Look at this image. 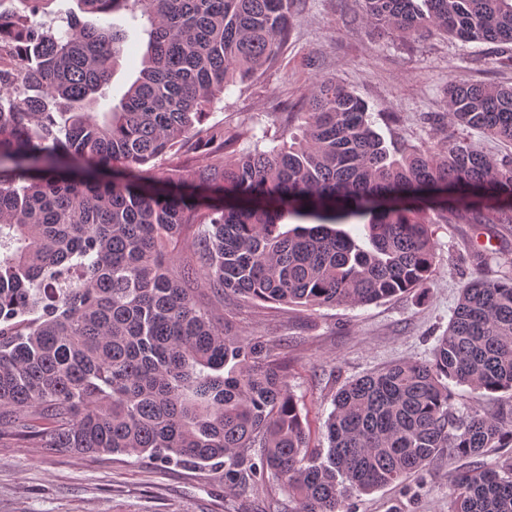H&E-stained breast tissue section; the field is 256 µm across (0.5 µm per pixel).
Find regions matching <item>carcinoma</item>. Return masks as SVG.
I'll list each match as a JSON object with an SVG mask.
<instances>
[{
	"instance_id": "obj_1",
	"label": "carcinoma",
	"mask_w": 512,
	"mask_h": 512,
	"mask_svg": "<svg viewBox=\"0 0 512 512\" xmlns=\"http://www.w3.org/2000/svg\"><path fill=\"white\" fill-rule=\"evenodd\" d=\"M48 2L0 10L14 62L0 68V447L149 457L231 491L271 477L293 512H352L351 493L445 460L448 512H512V413L463 412L448 385L512 393V277L462 289L428 360L340 387L325 450L310 447L287 361L203 302L365 306L423 288L432 213L512 224V154L456 138L398 155L328 76L277 147L231 155L241 134L222 127L192 142L224 91L274 63L300 0H76L146 22L140 76L94 112L125 30L73 11L63 31L31 22ZM344 3L406 39L512 43V0ZM447 98L453 126L512 143V85L453 77ZM201 146L224 160L176 182L150 167ZM290 217L313 225L281 230ZM351 220L368 244L332 228ZM486 448L503 461H471Z\"/></svg>"
}]
</instances>
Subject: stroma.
Here are the masks:
<instances>
[{
    "label": "stroma",
    "mask_w": 512,
    "mask_h": 512,
    "mask_svg": "<svg viewBox=\"0 0 512 512\" xmlns=\"http://www.w3.org/2000/svg\"><path fill=\"white\" fill-rule=\"evenodd\" d=\"M127 32L106 98L118 105L143 67L140 22L117 18ZM512 45L465 44L434 35L408 40L380 33L342 0H305L278 59L252 82L226 91L201 126L245 131L237 147L266 150L282 125L324 76L366 100L373 127L389 148L443 146L453 130L443 115L452 76L512 84ZM434 272L426 289L367 306L304 307L230 301L215 317L247 340L273 345L288 361V385L311 425V444L325 447L331 397L344 383L395 362L424 361L446 330L462 288L479 278L512 275V224L432 225ZM353 512H448V465L422 477L352 495ZM288 492L275 480L256 491L228 493L217 475L125 455L94 461L37 445L0 448V512H286Z\"/></svg>",
    "instance_id": "obj_1"
}]
</instances>
